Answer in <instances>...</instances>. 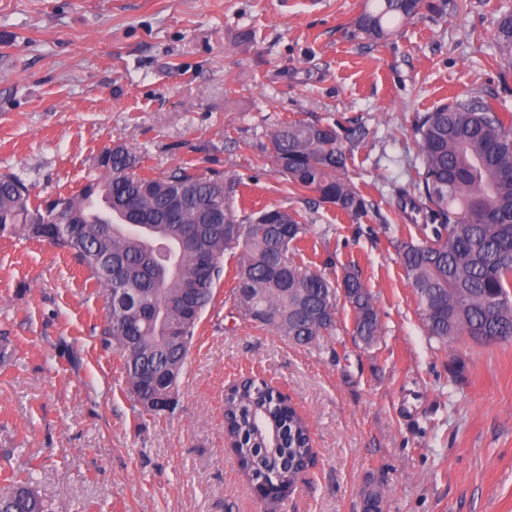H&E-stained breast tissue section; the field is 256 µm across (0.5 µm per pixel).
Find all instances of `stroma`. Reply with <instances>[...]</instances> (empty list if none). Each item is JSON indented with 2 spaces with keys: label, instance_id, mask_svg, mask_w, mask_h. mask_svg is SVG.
Returning <instances> with one entry per match:
<instances>
[{
  "label": "stroma",
  "instance_id": "1",
  "mask_svg": "<svg viewBox=\"0 0 512 512\" xmlns=\"http://www.w3.org/2000/svg\"><path fill=\"white\" fill-rule=\"evenodd\" d=\"M367 0H0V174L39 202L77 192L104 144L238 181L237 218L266 207L311 228L289 259L340 284L356 270L383 334L299 346L233 306L237 249L203 313L174 414L143 416L103 330L102 293L71 255L0 237V493L30 479L58 512H261L224 440V391L266 381L306 419L314 460L281 512H512V341L430 338L398 256L419 239L399 190L420 162L412 116L478 93L512 110L495 23L512 0H457L375 43ZM295 120L369 130L346 175L352 219L297 194L271 136Z\"/></svg>",
  "mask_w": 512,
  "mask_h": 512
}]
</instances>
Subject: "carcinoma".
<instances>
[{"label":"carcinoma","instance_id":"cac0c4a2","mask_svg":"<svg viewBox=\"0 0 512 512\" xmlns=\"http://www.w3.org/2000/svg\"><path fill=\"white\" fill-rule=\"evenodd\" d=\"M423 14L443 18L448 0H372L354 35L380 40ZM496 32L508 71L511 12L501 14ZM413 134L421 168L412 209L421 238L401 243L398 254L428 336L442 344L485 330L512 336V112L472 93L417 115ZM367 136L362 123L287 122L272 134L274 159L294 190L358 219L368 203L345 169L347 152ZM138 163L132 147L115 144L95 157L77 193L37 205L20 176L0 175V235L47 241L89 271L107 309L103 334L115 343L141 412L177 409L197 325L233 246L241 249L233 288L239 313L291 343L314 346L335 339L341 296L354 313L352 335L378 343L381 319L357 272L345 274L339 295L322 275L288 259L289 246L310 234L294 214L272 207L243 224L230 204L236 181L187 167L146 177L136 173ZM82 224L87 234L68 231ZM107 263L123 270L124 294ZM224 434L250 483L270 490L261 498L264 512H279L313 456L303 418L267 383L246 380L224 394ZM8 481L0 512H52L27 478Z\"/></svg>","mask_w":512,"mask_h":512}]
</instances>
